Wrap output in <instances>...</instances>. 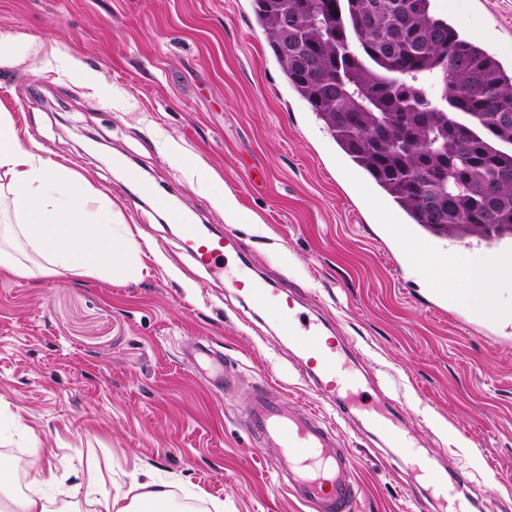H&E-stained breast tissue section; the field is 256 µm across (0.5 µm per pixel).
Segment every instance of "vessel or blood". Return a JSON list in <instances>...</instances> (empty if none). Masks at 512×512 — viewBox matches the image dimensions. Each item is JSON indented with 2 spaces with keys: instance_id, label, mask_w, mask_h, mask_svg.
<instances>
[{
  "instance_id": "b4317fda",
  "label": "vessel or blood",
  "mask_w": 512,
  "mask_h": 512,
  "mask_svg": "<svg viewBox=\"0 0 512 512\" xmlns=\"http://www.w3.org/2000/svg\"><path fill=\"white\" fill-rule=\"evenodd\" d=\"M170 217L183 225L184 245L197 266L223 276L238 294L283 309L279 328L302 352L303 371L313 380L317 397L335 400L343 393L358 394L357 381L347 375L341 361L345 342L322 341L323 323L303 320L294 310L291 294L260 287L246 268H229L225 259L230 237L201 233L184 212L171 211ZM244 418L260 447L268 449V462L286 476L287 491L300 503L313 512H351L359 483L351 451L334 429L315 414L295 409L286 398L272 396L263 386L254 390ZM433 512H471L456 480L436 481Z\"/></svg>"
}]
</instances>
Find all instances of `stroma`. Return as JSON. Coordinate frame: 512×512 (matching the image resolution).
Returning <instances> with one entry per match:
<instances>
[{"mask_svg":"<svg viewBox=\"0 0 512 512\" xmlns=\"http://www.w3.org/2000/svg\"><path fill=\"white\" fill-rule=\"evenodd\" d=\"M433 6L512 66V0ZM2 30L27 50L0 57V113L151 243L124 283L0 270V457L53 466L49 512H96L101 493L148 477L183 512H309L243 427L262 381L341 436L362 486L353 512H424L417 455L462 479L473 512H512V321L434 311L447 285L403 259V215L291 91L251 0H0ZM124 164L195 224L231 232L254 279L347 338L365 402L407 447L390 454L365 412L348 424L317 399L277 315L196 266ZM203 346L230 366L228 386L211 382Z\"/></svg>","mask_w":512,"mask_h":512,"instance_id":"obj_1","label":"stroma"}]
</instances>
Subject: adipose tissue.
I'll return each mask as SVG.
<instances>
[{
  "instance_id": "adipose-tissue-1",
  "label": "adipose tissue",
  "mask_w": 512,
  "mask_h": 512,
  "mask_svg": "<svg viewBox=\"0 0 512 512\" xmlns=\"http://www.w3.org/2000/svg\"><path fill=\"white\" fill-rule=\"evenodd\" d=\"M9 197L12 219L0 225V269L19 278L91 273L107 280L141 276V250L128 225L116 224L97 194L65 168L23 146L9 113H0V197ZM440 274L448 291L476 316L498 317L506 308L492 281L512 278V268L467 266L452 254ZM169 499L156 482L138 493L103 495L101 512H156Z\"/></svg>"
}]
</instances>
